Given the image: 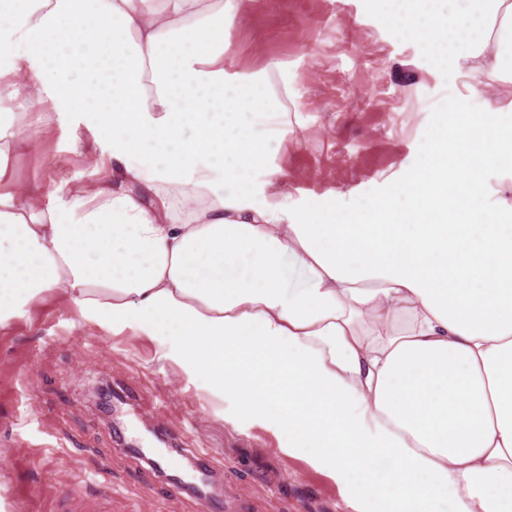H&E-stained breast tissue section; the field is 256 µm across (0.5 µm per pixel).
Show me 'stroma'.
<instances>
[{"mask_svg":"<svg viewBox=\"0 0 512 512\" xmlns=\"http://www.w3.org/2000/svg\"><path fill=\"white\" fill-rule=\"evenodd\" d=\"M225 65L294 76L299 111L275 154L294 198L360 204L409 164L462 81L401 37L375 0H254L226 26ZM61 114L9 159L42 189L105 179ZM154 342L80 322L52 295L0 333V512H352L335 481L161 367ZM202 463L207 497L193 492Z\"/></svg>","mask_w":512,"mask_h":512,"instance_id":"stroma-1","label":"stroma"}]
</instances>
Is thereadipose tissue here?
Here are the masks:
<instances>
[{
	"instance_id": "ef3b65f1",
	"label": "adipose tissue",
	"mask_w": 512,
	"mask_h": 512,
	"mask_svg": "<svg viewBox=\"0 0 512 512\" xmlns=\"http://www.w3.org/2000/svg\"><path fill=\"white\" fill-rule=\"evenodd\" d=\"M248 0H0V332L63 295L233 398L353 512H512V0H383L399 35L495 102H452L355 208L293 199L286 69L228 71ZM50 111H42L43 103ZM76 115L112 177L43 191L6 160ZM152 163L136 167L133 156Z\"/></svg>"
}]
</instances>
